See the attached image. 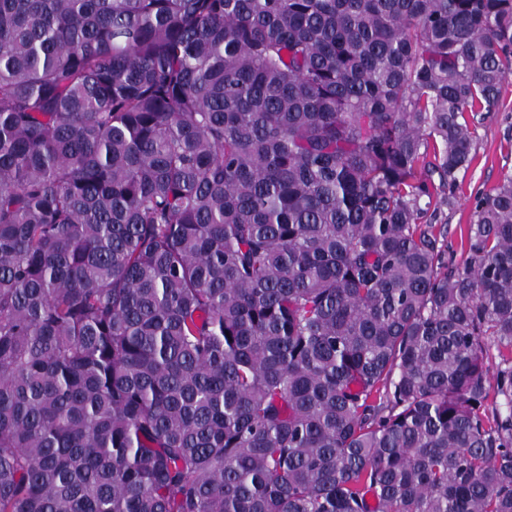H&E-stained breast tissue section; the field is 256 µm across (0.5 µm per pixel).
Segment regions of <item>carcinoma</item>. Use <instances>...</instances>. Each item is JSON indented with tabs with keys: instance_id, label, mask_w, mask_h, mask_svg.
I'll list each match as a JSON object with an SVG mask.
<instances>
[{
	"instance_id": "carcinoma-1",
	"label": "carcinoma",
	"mask_w": 512,
	"mask_h": 512,
	"mask_svg": "<svg viewBox=\"0 0 512 512\" xmlns=\"http://www.w3.org/2000/svg\"><path fill=\"white\" fill-rule=\"evenodd\" d=\"M511 77L512 0H0V512H512V176L431 231Z\"/></svg>"
}]
</instances>
